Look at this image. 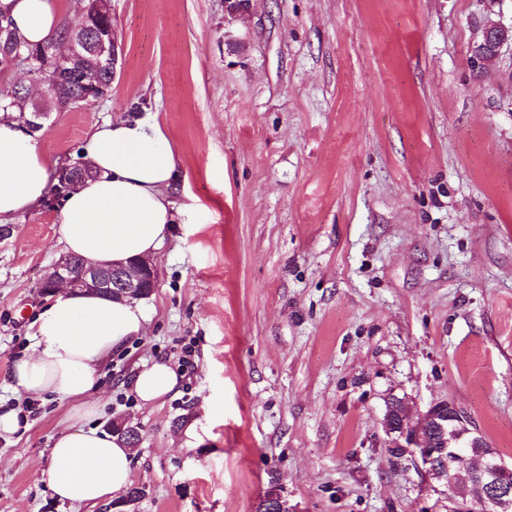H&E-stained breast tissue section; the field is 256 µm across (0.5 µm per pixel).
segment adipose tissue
Listing matches in <instances>:
<instances>
[{
  "instance_id": "obj_1",
  "label": "adipose tissue",
  "mask_w": 512,
  "mask_h": 512,
  "mask_svg": "<svg viewBox=\"0 0 512 512\" xmlns=\"http://www.w3.org/2000/svg\"><path fill=\"white\" fill-rule=\"evenodd\" d=\"M0 13L28 43L55 38L61 28L52 0H0ZM91 178L60 199L57 241L92 263H125L157 255L178 218L170 191L178 156L162 127L125 117L95 127L82 146ZM55 160L45 155L15 112L0 109V223L40 208L49 198ZM148 312L126 299L62 288L30 325V343L11 370V385L29 398L50 396L68 405L46 467L47 485L60 501L94 505L120 497L131 483L133 449L88 424L97 368L126 342L141 337ZM179 382L166 363L134 377L142 405L172 393Z\"/></svg>"
}]
</instances>
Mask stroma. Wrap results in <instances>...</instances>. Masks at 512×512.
<instances>
[{
	"mask_svg": "<svg viewBox=\"0 0 512 512\" xmlns=\"http://www.w3.org/2000/svg\"><path fill=\"white\" fill-rule=\"evenodd\" d=\"M512 0H112L109 97L38 133L59 167L120 115L149 117L191 209L156 255L142 338L99 368L96 423L142 438L134 512H253L278 482L298 512H448L445 485L388 450L385 403L453 401L512 464V50L478 68ZM60 194L0 239V413L61 256ZM191 370L151 407L143 365ZM65 410L36 400L0 437V512L57 501Z\"/></svg>",
	"mask_w": 512,
	"mask_h": 512,
	"instance_id": "35a3bbf8",
	"label": "stroma"
}]
</instances>
